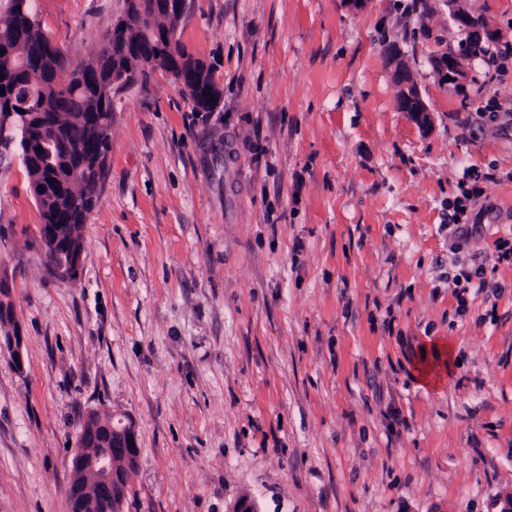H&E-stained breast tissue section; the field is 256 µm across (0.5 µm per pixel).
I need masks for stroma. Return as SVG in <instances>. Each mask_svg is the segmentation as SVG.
Returning a JSON list of instances; mask_svg holds the SVG:
<instances>
[{
  "label": "stroma",
  "mask_w": 512,
  "mask_h": 512,
  "mask_svg": "<svg viewBox=\"0 0 512 512\" xmlns=\"http://www.w3.org/2000/svg\"><path fill=\"white\" fill-rule=\"evenodd\" d=\"M512 44V0H459ZM189 0L214 70L196 112L149 73L112 98L100 201L75 279L50 275L19 159L0 164V279L25 366L0 354V512H70L89 412L132 421L124 512H503L512 500V57L432 68L445 0ZM125 0H35L78 65ZM434 124L396 106L388 46ZM498 110L488 111L489 100ZM491 173L453 236L467 170ZM485 287L458 289L459 270ZM441 338L456 364L416 379ZM433 67L439 78H443L449 84L462 87L468 81V71L459 63V60L450 61L448 58L439 56L433 60Z\"/></svg>",
  "instance_id": "stroma-1"
}]
</instances>
